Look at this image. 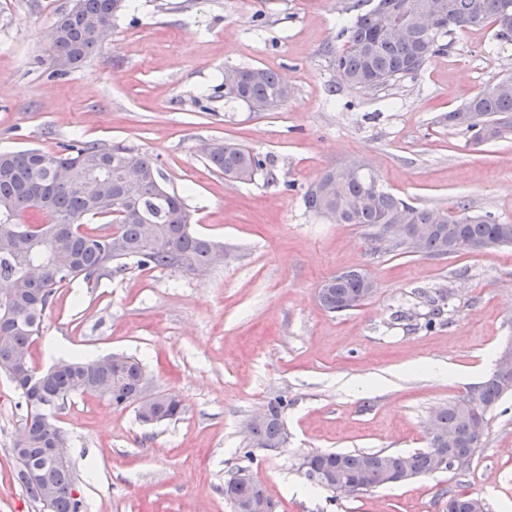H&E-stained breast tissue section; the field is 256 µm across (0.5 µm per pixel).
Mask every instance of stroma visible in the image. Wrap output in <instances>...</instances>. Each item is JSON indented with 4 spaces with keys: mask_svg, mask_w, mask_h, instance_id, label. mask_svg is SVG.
Instances as JSON below:
<instances>
[{
    "mask_svg": "<svg viewBox=\"0 0 512 512\" xmlns=\"http://www.w3.org/2000/svg\"><path fill=\"white\" fill-rule=\"evenodd\" d=\"M352 3L125 0L109 42L56 76L44 45L74 0H0V152H59L80 139L148 153L195 231L226 254L203 273L132 265L55 293L31 347L35 367L133 356L150 391L185 405L180 419L144 425L130 407L67 400L56 417L81 512H233L224 481L241 468L279 512H446L451 488L481 497L485 512H512V395L489 413L466 471L333 499L299 469L316 452L427 447L434 408L485 380L493 368L483 358L512 343V245L402 254L304 206L324 169L360 160L413 205L462 199L512 224V135L477 145L446 121L512 77V46L471 26L416 75L351 87L334 60ZM241 67L277 72L288 101L254 112L225 98V69ZM224 139L266 157L267 175L225 180L203 153ZM349 267L367 272L376 293L357 309L325 311L319 285ZM435 303L444 313L431 325ZM278 396L289 402L287 447L246 451L242 421ZM25 413L0 374V512H40L10 451Z\"/></svg>",
    "mask_w": 512,
    "mask_h": 512,
    "instance_id": "1",
    "label": "stroma"
}]
</instances>
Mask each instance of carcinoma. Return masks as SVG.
<instances>
[{
    "mask_svg": "<svg viewBox=\"0 0 512 512\" xmlns=\"http://www.w3.org/2000/svg\"><path fill=\"white\" fill-rule=\"evenodd\" d=\"M413 0H355L356 11L349 25L341 31L345 43L336 51V73L348 85L375 89L393 85L417 73L427 58L448 47L444 38L461 29L459 20L477 16L479 23L493 27V36L501 46L512 44V22L504 24L501 16L512 14V0H439L443 3V29L427 34L414 30L410 41L393 43L386 37L388 27L409 15L403 8ZM123 7L122 0H77L73 8L58 20L61 33L56 42L45 49L51 63L62 61L66 69L85 63L100 46L90 37L95 24L110 25ZM242 80L224 96L245 103L254 112H268L285 103L289 90L275 72L261 68L241 69ZM448 124L462 127L471 139L485 143L512 132V86L502 89L488 85L462 108L448 113ZM101 155L114 168H129L137 183L114 184L106 189V197L114 194L146 213L149 222L129 221L119 225L118 236L101 228L86 230L94 220L112 225L113 209H98L91 198L64 185L52 183L49 167L41 164L48 157L71 168L80 166L89 155ZM208 164L224 176L249 183L265 171V160L235 141H228L224 151L207 157ZM156 163L145 152L99 143L79 142L63 152L23 149L0 152V223L17 220L29 213L47 223L36 225L29 240L27 225L22 237L0 238V373L12 377L24 374L15 385L26 407L23 422L25 462L16 463L15 475L33 502L43 512H81L80 499L72 496L76 483L72 464L59 465L47 454L51 443L63 444L65 435L48 409H60L72 395L89 394L105 399L115 407L135 402L142 363L130 356L117 368L96 360L61 358L45 370L30 361V347L40 335L45 312L55 292L75 279L88 285L100 277L125 267L132 261L137 266L169 269L183 262L188 272H204L213 265L215 243L194 233L188 224L183 199L167 188H158ZM304 205L313 214L334 224H357L374 241H389L393 248L408 254L429 258L450 255L461 250H483L512 245V224L489 214H476L465 203L446 209H432L409 204L381 189L373 172H362L352 178L336 180V168L325 169L305 191ZM388 224H435L436 231L419 247L404 235L385 236ZM164 238L169 249L158 251L152 241ZM70 255L74 264L66 273L49 270L41 278L28 275L33 261H44L50 252ZM364 276L353 269L329 278L322 306L340 311L341 303L354 299L353 307L362 305L371 294L363 291ZM512 393V371L498 369L466 395L451 400L433 413L439 426L464 438L459 450L447 453L444 472L466 469L486 439L487 414L504 397ZM288 400L277 397L268 402L270 417L255 424L248 436L251 448H276L283 439V414ZM184 412L182 400L157 397L152 404V422L173 420ZM439 452L433 447L412 453L378 451L323 452L303 457L300 467L316 487L336 493L327 486L333 473L349 482L344 493L358 495L387 485L391 470H400L412 480L437 471ZM41 468L51 476L57 495L49 506L43 505L42 485L30 476V468ZM240 502L267 494L265 487L248 473L234 472L225 482ZM448 512H472V499L464 491L448 490Z\"/></svg>",
    "mask_w": 512,
    "mask_h": 512,
    "instance_id": "obj_1",
    "label": "carcinoma"
}]
</instances>
